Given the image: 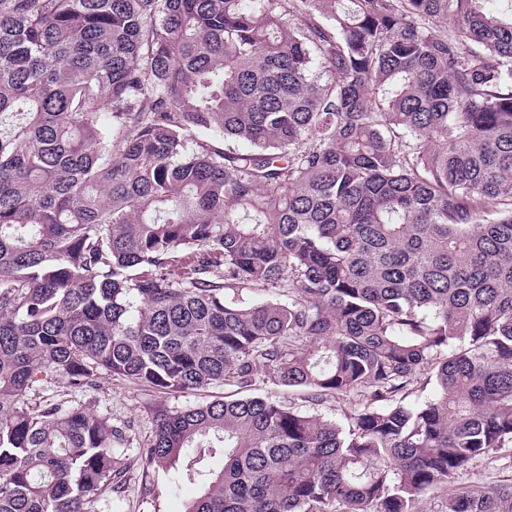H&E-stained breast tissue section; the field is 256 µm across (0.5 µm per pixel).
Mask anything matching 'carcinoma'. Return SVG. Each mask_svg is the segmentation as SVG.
<instances>
[{
    "label": "carcinoma",
    "instance_id": "1",
    "mask_svg": "<svg viewBox=\"0 0 512 512\" xmlns=\"http://www.w3.org/2000/svg\"><path fill=\"white\" fill-rule=\"evenodd\" d=\"M485 2L0 0V512H91L122 474L124 428L27 398L103 371L366 398L346 428L160 415L139 454L199 485L184 512H416L512 445V19ZM447 512H512V483Z\"/></svg>",
    "mask_w": 512,
    "mask_h": 512
}]
</instances>
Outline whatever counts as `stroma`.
<instances>
[{
    "label": "stroma",
    "mask_w": 512,
    "mask_h": 512,
    "mask_svg": "<svg viewBox=\"0 0 512 512\" xmlns=\"http://www.w3.org/2000/svg\"><path fill=\"white\" fill-rule=\"evenodd\" d=\"M228 385L214 386L191 393L160 392L108 373L102 374L97 388L87 393L72 391L58 383L30 395V402L52 400L71 404L83 403L98 414L110 417L114 424L127 428L129 447L125 450L124 478L120 487H102L94 502V512H184L186 503L196 495L198 486L171 469L146 467L140 448L151 439L157 415L212 401L231 393ZM254 396H270L292 402L300 410L330 420L361 409L358 396L327 398L320 402L308 399L306 393L292 391L257 376L250 390ZM512 483V447L501 448L473 460L458 472L447 488L427 494L417 505L418 512H445L451 491L486 490L503 483Z\"/></svg>",
    "instance_id": "stroma-1"
}]
</instances>
